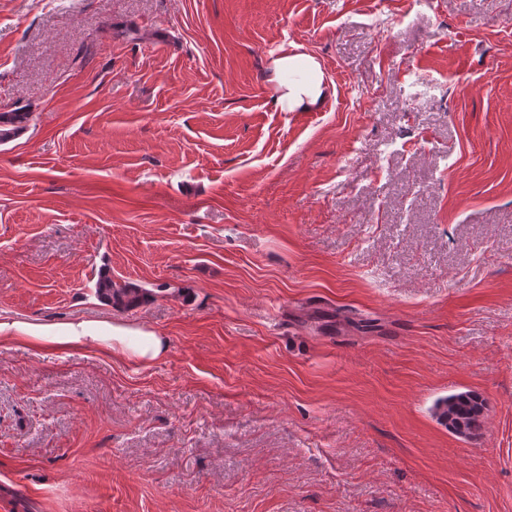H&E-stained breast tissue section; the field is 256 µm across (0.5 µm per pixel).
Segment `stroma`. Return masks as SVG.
I'll return each instance as SVG.
<instances>
[{
  "instance_id": "1",
  "label": "stroma",
  "mask_w": 512,
  "mask_h": 512,
  "mask_svg": "<svg viewBox=\"0 0 512 512\" xmlns=\"http://www.w3.org/2000/svg\"><path fill=\"white\" fill-rule=\"evenodd\" d=\"M18 111L0 317L168 351L0 339V512H512V0H0ZM277 77L287 73H299V78L280 81L278 102L285 112L318 109L328 95L327 84L319 63L307 54H284L272 61ZM96 294L104 301L124 307H133L144 301L146 292L130 285L117 286L108 275H101L94 285ZM0 335L37 350L69 352L94 344L103 351L120 353L142 366L163 359L167 353L165 339L154 331L107 322L77 321L44 326L0 318ZM434 409L441 424L456 434L475 435L483 427L485 403L474 393L461 392L439 398Z\"/></svg>"
}]
</instances>
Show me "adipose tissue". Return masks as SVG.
Listing matches in <instances>:
<instances>
[{
    "label": "adipose tissue",
    "instance_id": "obj_1",
    "mask_svg": "<svg viewBox=\"0 0 512 512\" xmlns=\"http://www.w3.org/2000/svg\"><path fill=\"white\" fill-rule=\"evenodd\" d=\"M275 75L281 76L278 102L283 111L318 109L328 95L319 63L307 54H284L272 62ZM0 336L23 342L37 350L69 352L96 345L106 352H117L143 366L163 359L166 341L154 331L133 329L107 322H64L52 326L0 318Z\"/></svg>",
    "mask_w": 512,
    "mask_h": 512
}]
</instances>
